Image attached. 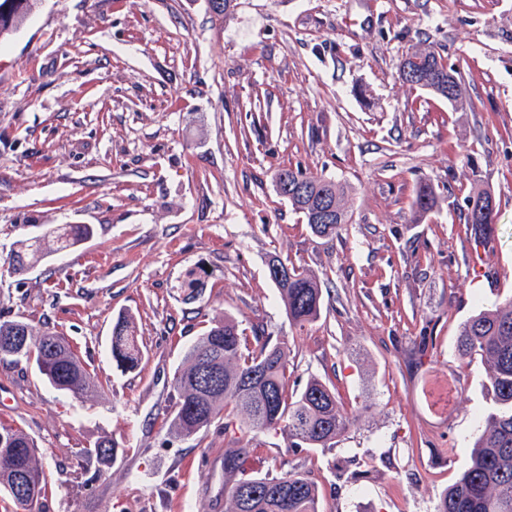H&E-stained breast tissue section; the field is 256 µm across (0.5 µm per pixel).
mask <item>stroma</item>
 Returning a JSON list of instances; mask_svg holds the SVG:
<instances>
[{
    "label": "stroma",
    "mask_w": 512,
    "mask_h": 512,
    "mask_svg": "<svg viewBox=\"0 0 512 512\" xmlns=\"http://www.w3.org/2000/svg\"><path fill=\"white\" fill-rule=\"evenodd\" d=\"M421 45L458 72L463 107L399 79ZM285 166L349 186L336 235L276 193ZM421 183L438 204L418 222ZM476 189L497 211L483 279ZM53 224L95 233L12 274L10 251ZM274 256L321 281L313 324H289ZM510 298L512 0H39L0 44V322L64 335L93 380L74 395L0 360V424L39 447L30 512H224L238 431L164 424L184 349L227 314L287 340L291 388L319 376L357 413L331 448L266 436L248 468L304 471L321 512H435L488 407L459 325ZM122 314L143 349L126 372L110 354ZM103 440L105 469L84 457Z\"/></svg>",
    "instance_id": "1"
}]
</instances>
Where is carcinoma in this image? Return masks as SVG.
I'll list each match as a JSON object with an SVG mask.
<instances>
[{
  "label": "carcinoma",
  "mask_w": 512,
  "mask_h": 512,
  "mask_svg": "<svg viewBox=\"0 0 512 512\" xmlns=\"http://www.w3.org/2000/svg\"><path fill=\"white\" fill-rule=\"evenodd\" d=\"M39 0H0V41L16 33ZM420 72L418 79L399 75L402 82L427 89L454 105L463 104L461 80L448 83V69L430 48L407 53ZM288 178V202L301 213L319 237L336 234L349 220L348 189L325 177L307 176L284 166L275 183ZM335 205L341 220L325 223L323 204ZM437 206L428 183L420 184L413 209L420 220ZM467 223L477 241L494 237L496 224L492 195L479 190L468 197ZM91 224H56L47 236L21 243L9 255L13 273L22 275L53 253L80 245L93 237ZM287 281H274L288 321L298 328L321 315L320 281L298 266H291ZM254 342L226 315L216 321L184 352L174 376L179 402L168 420L166 434L187 440L224 414V430L240 431L243 445L224 451V512H320L319 489L305 473L289 469L277 474L250 472L245 467L250 450L271 431L288 434L291 443L308 448H331L349 428L355 415L341 405L335 389L312 376L301 391H291L290 350L284 341H272L265 330L254 331ZM112 360L124 371L135 369L142 348L132 322L125 316L112 326ZM458 352L463 359H478L489 409L475 438L470 460L437 504L436 512H512V300L482 308L460 325ZM33 362L39 374L58 390L81 394L91 376L64 337L51 331L37 335L23 320L0 323V359ZM35 441L21 431L0 427V491L18 505L32 504L43 486ZM89 459L107 464L116 457L110 443L85 450Z\"/></svg>",
  "instance_id": "cac0c4a2"
}]
</instances>
